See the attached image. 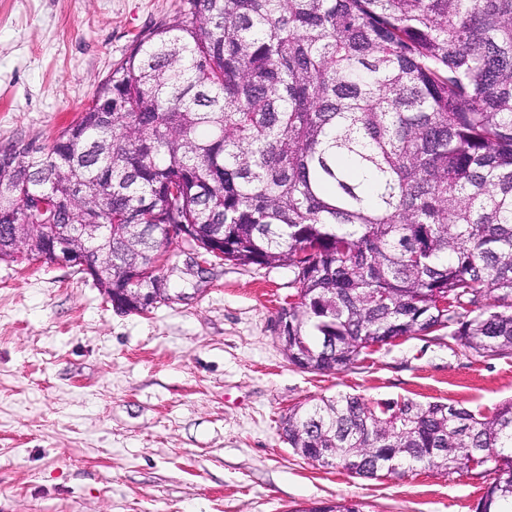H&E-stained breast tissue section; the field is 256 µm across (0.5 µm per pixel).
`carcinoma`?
<instances>
[{
  "mask_svg": "<svg viewBox=\"0 0 512 512\" xmlns=\"http://www.w3.org/2000/svg\"><path fill=\"white\" fill-rule=\"evenodd\" d=\"M187 4L51 143L0 148V260L38 262L67 228L118 298L129 270H158L162 225L188 224L227 262L295 270L279 344L303 371L445 328L512 356V0ZM280 428L361 477L482 457L475 512H512V400L484 415L345 394Z\"/></svg>",
  "mask_w": 512,
  "mask_h": 512,
  "instance_id": "1",
  "label": "carcinoma"
}]
</instances>
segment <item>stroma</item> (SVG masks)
I'll return each mask as SVG.
<instances>
[{"label": "stroma", "instance_id": "stroma-1", "mask_svg": "<svg viewBox=\"0 0 512 512\" xmlns=\"http://www.w3.org/2000/svg\"><path fill=\"white\" fill-rule=\"evenodd\" d=\"M186 0H0V147L52 140ZM166 300L123 313L70 266L0 261V512H474L473 471L353 477L284 440L288 409L339 393L368 402L512 399V356L449 348L447 330L348 369L289 364L277 319L288 266L205 264L174 239Z\"/></svg>", "mask_w": 512, "mask_h": 512}]
</instances>
